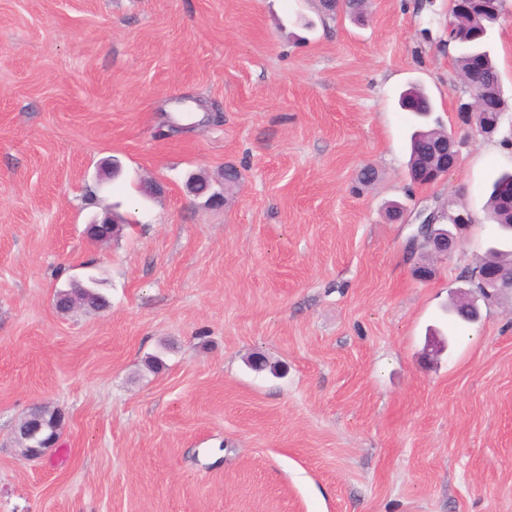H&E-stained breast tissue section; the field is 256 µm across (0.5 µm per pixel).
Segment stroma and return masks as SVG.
I'll list each match as a JSON object with an SVG mask.
<instances>
[{
	"instance_id": "35a3bbf8",
	"label": "stroma",
	"mask_w": 512,
	"mask_h": 512,
	"mask_svg": "<svg viewBox=\"0 0 512 512\" xmlns=\"http://www.w3.org/2000/svg\"><path fill=\"white\" fill-rule=\"evenodd\" d=\"M491 48L507 109L485 139L457 112L448 0L359 20L321 0H0V512H512V292L448 313L512 169V0ZM412 82L457 140L427 185ZM228 165L222 206L187 190ZM462 206L461 248L416 279L417 213ZM108 208L128 225L98 245ZM89 274L107 308L57 310ZM36 404L63 429L27 463L13 430Z\"/></svg>"
}]
</instances>
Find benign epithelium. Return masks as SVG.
<instances>
[{"label":"benign epithelium","mask_w":512,"mask_h":512,"mask_svg":"<svg viewBox=\"0 0 512 512\" xmlns=\"http://www.w3.org/2000/svg\"><path fill=\"white\" fill-rule=\"evenodd\" d=\"M487 58L481 53H471L462 73L464 85L470 92V99L461 103L459 111L463 113L468 126L476 134L490 137L499 129L504 116V99L502 93L489 94L484 91V74ZM419 163L410 171L414 183L425 184L448 174L457 162L458 152L453 135L444 133L433 139L425 138L415 147ZM420 220L414 234L413 242L425 239L426 256L446 257L461 244L462 232L473 222L470 211L464 207L453 211L451 219L456 232L436 228L434 218L418 213ZM477 273L484 291L494 298L505 290H512V269H505L495 264L481 263ZM19 443L20 459L32 462L40 459L47 449L56 445L53 434L46 432L45 423L31 417L24 421L23 427L15 435Z\"/></svg>","instance_id":"1"}]
</instances>
